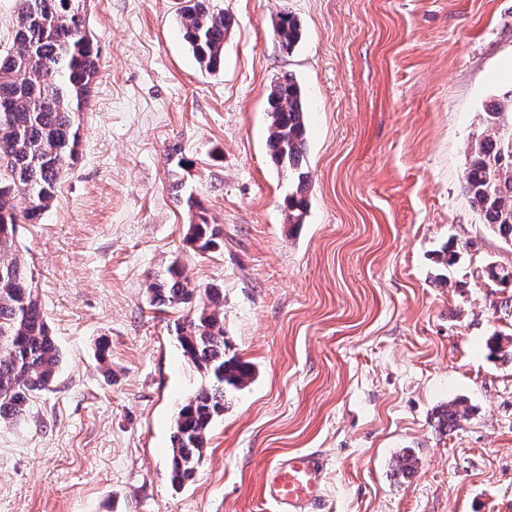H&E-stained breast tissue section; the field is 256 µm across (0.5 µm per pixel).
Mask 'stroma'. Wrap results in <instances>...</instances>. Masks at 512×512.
Masks as SVG:
<instances>
[{
    "mask_svg": "<svg viewBox=\"0 0 512 512\" xmlns=\"http://www.w3.org/2000/svg\"><path fill=\"white\" fill-rule=\"evenodd\" d=\"M213 3L233 25L208 74L183 0H89L100 62L79 153L17 235L62 363L23 420L0 424V512H274L270 463L307 451L326 460L318 512H512V281H484L512 270V243L461 188L482 112L512 90V0ZM283 11L302 32L287 53ZM285 72L306 92L296 173L267 148ZM202 215L223 249L189 244ZM174 262L191 307L223 288L224 339L253 366L179 488L174 419L207 379L174 333L188 309L150 303ZM457 398L473 413L439 433ZM295 191L288 195L286 203L287 219L289 224L304 223L308 203L305 196V184L303 177H298Z\"/></svg>",
    "mask_w": 512,
    "mask_h": 512,
    "instance_id": "stroma-1",
    "label": "stroma"
}]
</instances>
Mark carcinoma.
<instances>
[{"label":"carcinoma","instance_id":"carcinoma-1","mask_svg":"<svg viewBox=\"0 0 512 512\" xmlns=\"http://www.w3.org/2000/svg\"><path fill=\"white\" fill-rule=\"evenodd\" d=\"M179 24L200 68L216 72L224 64L231 18L211 0H186ZM85 0H18L13 46L0 53V423L24 419L30 401L54 384L61 355L50 335L33 287L32 273L16 246L17 227L36 224L56 198L61 175L73 165L81 141V112L98 73L99 50L86 25ZM281 47L300 40L297 19L278 15ZM304 91L290 74L270 87L268 134L274 164L295 171L306 146ZM483 130L468 145L462 183L469 202L500 237L512 242V90L482 113ZM288 195V223H304L308 203L302 174ZM27 199L19 210L16 197ZM189 241L200 252L224 246V231L204 215L188 227ZM152 303L181 307L194 289L176 265L152 278ZM210 305L175 326L183 356L208 378L178 410L170 458L175 486L191 480L200 466L207 433L224 413V394L244 386L253 374L249 362L228 355L224 341V292L210 288ZM471 409L458 399L439 418V429L452 432Z\"/></svg>","mask_w":512,"mask_h":512}]
</instances>
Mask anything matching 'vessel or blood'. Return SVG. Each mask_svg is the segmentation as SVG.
I'll use <instances>...</instances> for the list:
<instances>
[{"mask_svg":"<svg viewBox=\"0 0 512 512\" xmlns=\"http://www.w3.org/2000/svg\"><path fill=\"white\" fill-rule=\"evenodd\" d=\"M325 462L307 452L286 454L269 467L263 495L275 512H313L324 491Z\"/></svg>","mask_w":512,"mask_h":512,"instance_id":"vessel-or-blood-1","label":"vessel or blood"}]
</instances>
